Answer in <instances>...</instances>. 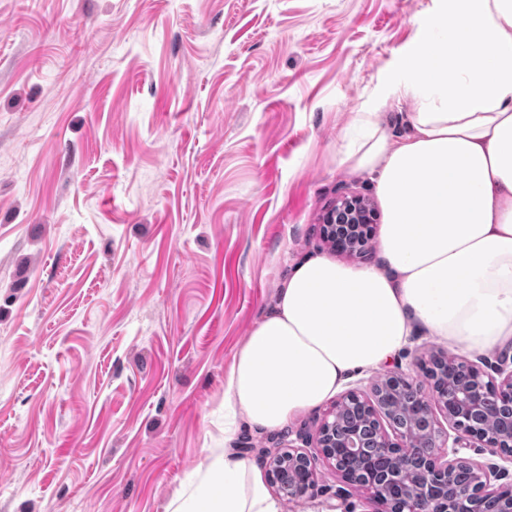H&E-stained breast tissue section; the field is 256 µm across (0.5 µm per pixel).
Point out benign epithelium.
<instances>
[{
    "label": "benign epithelium",
    "mask_w": 512,
    "mask_h": 512,
    "mask_svg": "<svg viewBox=\"0 0 512 512\" xmlns=\"http://www.w3.org/2000/svg\"><path fill=\"white\" fill-rule=\"evenodd\" d=\"M374 211L358 194L340 198L323 234L340 255L361 257ZM424 380L390 370L336 397L315 443L269 454V485L290 502L312 495L317 463L336 475V498L362 492L370 512H512V361L462 360L432 350ZM491 372H486V369ZM479 448L482 461L460 456Z\"/></svg>",
    "instance_id": "7a95c632"
}]
</instances>
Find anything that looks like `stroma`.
<instances>
[{
    "label": "stroma",
    "mask_w": 512,
    "mask_h": 512,
    "mask_svg": "<svg viewBox=\"0 0 512 512\" xmlns=\"http://www.w3.org/2000/svg\"><path fill=\"white\" fill-rule=\"evenodd\" d=\"M429 3L0 0V512H166L218 448L315 435L225 432L227 373L374 199L341 151ZM373 220V208L365 197L346 194L329 213V224H323L324 238L337 254L361 257L373 239Z\"/></svg>",
    "instance_id": "35a3bbf8"
}]
</instances>
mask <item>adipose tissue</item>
Instances as JSON below:
<instances>
[{"label": "adipose tissue", "instance_id": "obj_1", "mask_svg": "<svg viewBox=\"0 0 512 512\" xmlns=\"http://www.w3.org/2000/svg\"><path fill=\"white\" fill-rule=\"evenodd\" d=\"M418 24L343 150L375 181L386 266L317 256L292 269L234 355L225 431L242 417L284 426L420 330L472 352L512 343V0H431ZM394 101L410 107L398 141L381 112ZM167 512L278 507L261 470L227 450Z\"/></svg>", "mask_w": 512, "mask_h": 512}]
</instances>
